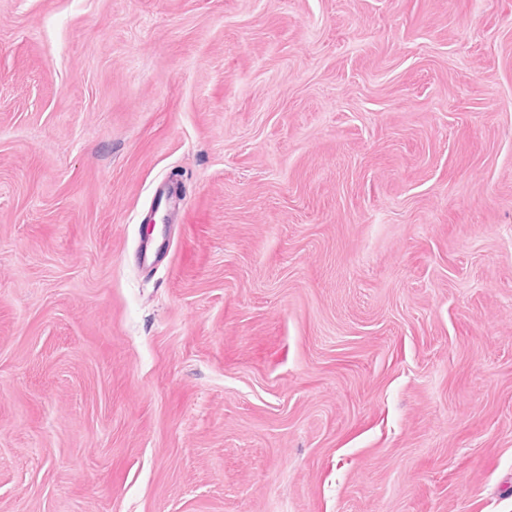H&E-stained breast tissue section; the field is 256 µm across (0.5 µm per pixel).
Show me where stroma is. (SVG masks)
Returning a JSON list of instances; mask_svg holds the SVG:
<instances>
[{
    "mask_svg": "<svg viewBox=\"0 0 512 512\" xmlns=\"http://www.w3.org/2000/svg\"><path fill=\"white\" fill-rule=\"evenodd\" d=\"M0 512H512V0H0ZM153 212L154 224L160 221L161 227L158 228V234L164 237L166 224H173L175 218L181 211L182 203L178 201L174 192L163 185L155 188L153 193Z\"/></svg>",
    "mask_w": 512,
    "mask_h": 512,
    "instance_id": "1",
    "label": "stroma"
}]
</instances>
